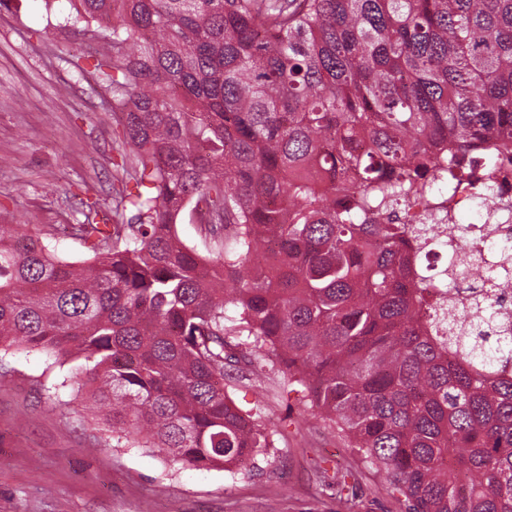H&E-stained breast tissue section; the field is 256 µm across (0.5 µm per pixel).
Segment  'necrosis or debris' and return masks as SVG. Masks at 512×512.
<instances>
[{
	"label": "necrosis or debris",
	"instance_id": "obj_1",
	"mask_svg": "<svg viewBox=\"0 0 512 512\" xmlns=\"http://www.w3.org/2000/svg\"><path fill=\"white\" fill-rule=\"evenodd\" d=\"M497 161L496 154L477 153L463 158V179L447 183L438 175L428 179V189L421 195L402 199L393 207L375 212L374 224H441L444 232L427 239L420 252L427 288L431 295H444L448 303L464 308L470 293L447 291L463 254L478 258L481 267L494 270L500 262V249L512 247V177L502 182L489 181L485 173ZM477 214L474 223L455 231L461 213Z\"/></svg>",
	"mask_w": 512,
	"mask_h": 512
}]
</instances>
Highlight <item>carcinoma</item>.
I'll return each instance as SVG.
<instances>
[{"instance_id":"cac0c4a2","label":"carcinoma","mask_w":512,"mask_h":512,"mask_svg":"<svg viewBox=\"0 0 512 512\" xmlns=\"http://www.w3.org/2000/svg\"><path fill=\"white\" fill-rule=\"evenodd\" d=\"M69 3L108 46L74 67L152 191L116 193L110 224L79 200L82 261L0 226V350L82 360L102 448L242 468L274 443L227 387L278 375L405 512H512V334L489 335L512 278L466 318L420 287L432 225L361 222L451 155L512 151V0ZM187 210L206 255L178 235ZM482 277L462 262L453 286Z\"/></svg>"}]
</instances>
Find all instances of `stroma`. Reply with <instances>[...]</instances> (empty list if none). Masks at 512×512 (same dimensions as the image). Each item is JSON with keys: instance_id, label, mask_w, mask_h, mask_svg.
I'll return each instance as SVG.
<instances>
[{"instance_id": "obj_1", "label": "stroma", "mask_w": 512, "mask_h": 512, "mask_svg": "<svg viewBox=\"0 0 512 512\" xmlns=\"http://www.w3.org/2000/svg\"><path fill=\"white\" fill-rule=\"evenodd\" d=\"M93 25L44 0H0V225L53 230L76 197L108 203L121 179L112 100L72 60L100 48ZM65 372L38 351L0 352V512H401V497L310 404L303 387L233 383L274 439L252 473L198 470L149 448L98 447L90 414L46 389ZM347 472L337 495L321 471Z\"/></svg>"}]
</instances>
